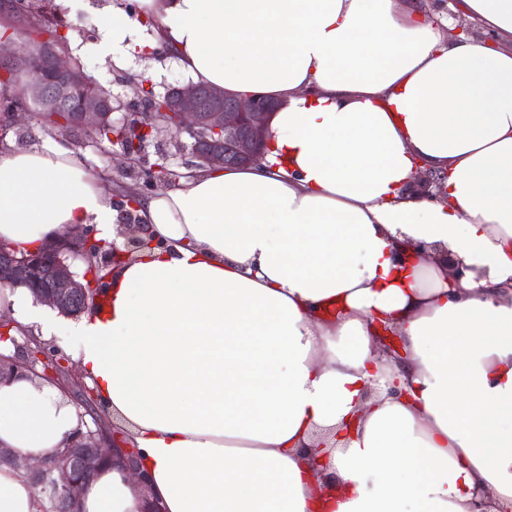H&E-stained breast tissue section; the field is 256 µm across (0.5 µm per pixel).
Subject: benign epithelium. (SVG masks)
Here are the masks:
<instances>
[{
    "mask_svg": "<svg viewBox=\"0 0 512 512\" xmlns=\"http://www.w3.org/2000/svg\"><path fill=\"white\" fill-rule=\"evenodd\" d=\"M0 66L27 72L31 80L21 94L4 89L0 93V139L15 128L18 118L36 106L39 115H69L70 128L98 129L112 117L114 106L101 95L97 82L84 68L62 51L54 40L44 38L33 56L16 51L0 54ZM161 111H154L155 99L143 96L132 103L123 123L124 134L139 136L158 127L162 116L172 119L175 135L188 134L195 166H243L259 162L268 148L266 126L278 103L264 95L242 100L211 86H173L161 96ZM90 238L72 230L63 240L52 239L37 253L19 257L14 250L0 247V286H25L33 297L67 317L78 316L90 307L88 287L76 278L66 255L84 252ZM13 351L0 353V376L28 375L41 362L45 371L56 368L46 362L41 347H31L30 336L12 338ZM142 451L130 448L122 435L107 436L103 430L79 433L67 447L50 459L29 463L12 448H0V464L21 467L36 490L55 500L58 512H79L83 487L102 464L119 465L132 479L141 482Z\"/></svg>",
    "mask_w": 512,
    "mask_h": 512,
    "instance_id": "7a95c632",
    "label": "benign epithelium"
}]
</instances>
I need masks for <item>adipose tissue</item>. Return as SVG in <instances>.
<instances>
[{
  "label": "adipose tissue",
  "mask_w": 512,
  "mask_h": 512,
  "mask_svg": "<svg viewBox=\"0 0 512 512\" xmlns=\"http://www.w3.org/2000/svg\"><path fill=\"white\" fill-rule=\"evenodd\" d=\"M459 6L501 48L444 41L425 0H101V56L166 44L193 82L280 107L259 163L136 200L156 243L88 314L0 289L143 453L146 485L101 467L81 512L512 508V0ZM431 172L441 192L414 194ZM114 221L65 145L0 147L18 253L88 225L109 243ZM377 320L404 364L376 351ZM79 422L55 385L0 379L1 448L47 457ZM43 506L0 466V512Z\"/></svg>",
  "instance_id": "adipose-tissue-1"
}]
</instances>
